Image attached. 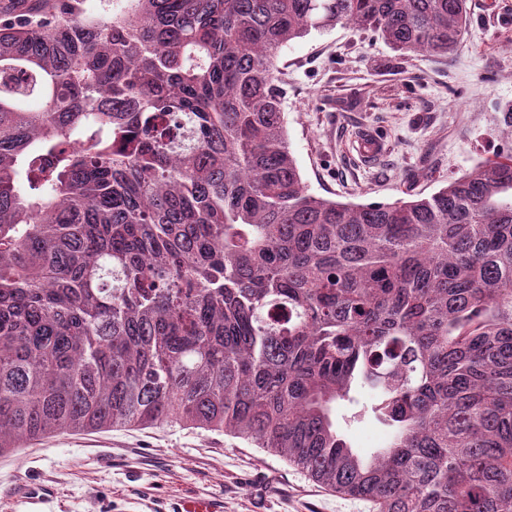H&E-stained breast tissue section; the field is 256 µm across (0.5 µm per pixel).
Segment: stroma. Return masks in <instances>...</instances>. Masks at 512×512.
<instances>
[{
    "label": "stroma",
    "instance_id": "1",
    "mask_svg": "<svg viewBox=\"0 0 512 512\" xmlns=\"http://www.w3.org/2000/svg\"><path fill=\"white\" fill-rule=\"evenodd\" d=\"M288 146L309 193L352 204L428 196L512 151V0H471L446 57L395 51L350 25L311 31L278 58ZM384 149L363 159L357 135ZM337 419L354 448L382 447L386 430L360 406ZM374 512L304 470L216 431L162 423L60 433L0 453V512Z\"/></svg>",
    "mask_w": 512,
    "mask_h": 512
}]
</instances>
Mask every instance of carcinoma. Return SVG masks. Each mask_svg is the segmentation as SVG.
Instances as JSON below:
<instances>
[{"mask_svg": "<svg viewBox=\"0 0 512 512\" xmlns=\"http://www.w3.org/2000/svg\"><path fill=\"white\" fill-rule=\"evenodd\" d=\"M0 7V452L175 422L377 512H512V153L428 197L308 193L280 50L446 56L469 0ZM388 428L364 457L334 407Z\"/></svg>", "mask_w": 512, "mask_h": 512, "instance_id": "carcinoma-1", "label": "carcinoma"}]
</instances>
